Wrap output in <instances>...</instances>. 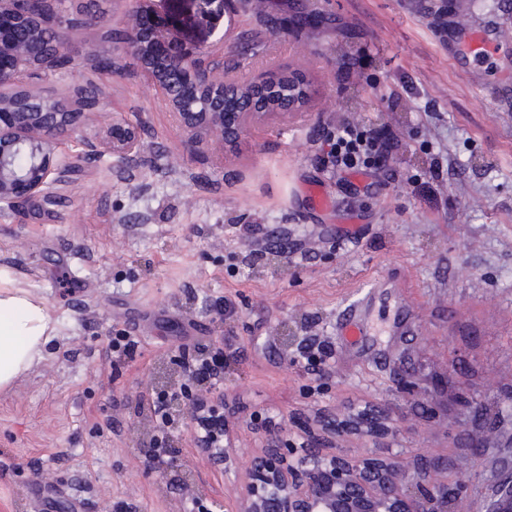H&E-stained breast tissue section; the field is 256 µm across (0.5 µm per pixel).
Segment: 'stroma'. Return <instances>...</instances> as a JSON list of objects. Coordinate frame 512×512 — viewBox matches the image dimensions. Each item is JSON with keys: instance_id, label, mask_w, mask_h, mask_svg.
Returning a JSON list of instances; mask_svg holds the SVG:
<instances>
[{"instance_id": "1", "label": "stroma", "mask_w": 512, "mask_h": 512, "mask_svg": "<svg viewBox=\"0 0 512 512\" xmlns=\"http://www.w3.org/2000/svg\"><path fill=\"white\" fill-rule=\"evenodd\" d=\"M463 0H263L191 19L190 0H101V27L80 30L74 69L38 81L46 94L94 81L104 102L94 126L138 125L141 158L89 164L69 186L72 214L19 223L0 213V268L40 294L59 333L44 357L0 390V512H190L196 490L239 512L250 461L267 446L256 416L322 432L328 420L376 409L402 418L381 435L362 427L352 456L446 461L469 485L448 512H483L493 464H476L461 401L482 396L488 415L512 395V45L489 57L461 48L453 30ZM142 8L176 43L225 56L243 32L262 56L239 78L273 66L298 70L313 94L304 113L257 125L229 152L187 151L169 107L131 55L99 74L106 31ZM347 117L398 135L388 176L323 170L320 123ZM322 187L314 210L305 185ZM357 239L336 234L345 219ZM286 231L296 256L256 240ZM358 310L365 333L337 326ZM129 335L133 353L113 351ZM222 338L221 392L228 445L216 470L184 424L169 427L176 467L151 462L152 421L136 399L161 391L158 370L178 348Z\"/></svg>"}]
</instances>
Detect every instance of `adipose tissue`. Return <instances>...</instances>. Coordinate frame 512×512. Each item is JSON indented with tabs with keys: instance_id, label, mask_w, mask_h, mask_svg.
Returning a JSON list of instances; mask_svg holds the SVG:
<instances>
[{
	"instance_id": "obj_1",
	"label": "adipose tissue",
	"mask_w": 512,
	"mask_h": 512,
	"mask_svg": "<svg viewBox=\"0 0 512 512\" xmlns=\"http://www.w3.org/2000/svg\"><path fill=\"white\" fill-rule=\"evenodd\" d=\"M56 334L45 299L0 271V389L29 372Z\"/></svg>"
}]
</instances>
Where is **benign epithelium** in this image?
<instances>
[{"label":"benign epithelium","instance_id":"7a95c632","mask_svg":"<svg viewBox=\"0 0 512 512\" xmlns=\"http://www.w3.org/2000/svg\"><path fill=\"white\" fill-rule=\"evenodd\" d=\"M39 0H0V211L21 218L35 210L60 219L73 202L68 187L85 164L110 154L124 162L141 154V129L123 120L112 122L110 140L100 138L89 123V114L100 108L95 99L80 112L35 88L25 87L17 96L13 87L22 76L36 78L47 68L65 69L73 64L69 48L78 30L97 25L85 17L73 23L64 16L50 22L56 33L50 53L35 56L30 44L40 27L35 10ZM200 17L229 5L241 9L240 0H195ZM144 11L128 17L125 49L134 53L164 94L176 129L187 150L218 142L235 149L255 124L272 117L286 118L303 111L311 99L309 81L294 73L288 86V109L270 112L264 97L275 83L270 68L248 81L246 103L224 111V78L214 71L224 63L206 64L205 50L177 47L157 62L143 56ZM20 154L28 158L16 165ZM360 420H342L332 433L322 436L309 430L298 443L287 428H276L269 448L255 458L244 482L242 512H448V500L458 497L460 486L444 482V462L421 457L413 477L400 476L403 465L387 457L359 458L344 453L338 444L355 434ZM486 512H512V461H504L488 498Z\"/></svg>","mask_w":512,"mask_h":512}]
</instances>
